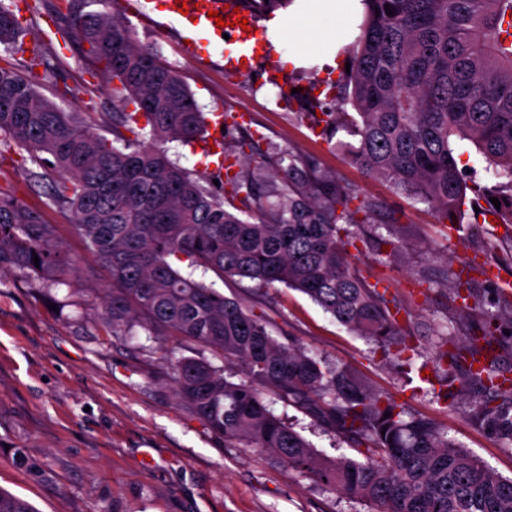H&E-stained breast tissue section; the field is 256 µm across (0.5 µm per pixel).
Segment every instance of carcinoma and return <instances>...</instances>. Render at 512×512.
<instances>
[{
  "label": "carcinoma",
  "mask_w": 512,
  "mask_h": 512,
  "mask_svg": "<svg viewBox=\"0 0 512 512\" xmlns=\"http://www.w3.org/2000/svg\"><path fill=\"white\" fill-rule=\"evenodd\" d=\"M65 41L78 38L112 85L120 111L103 119L63 112L23 78L11 59L25 52L26 31L0 2V135L28 153L45 179L57 171L49 199L72 215V232L111 279L99 297L107 337L128 336L133 322L189 338L241 369L233 382L204 358L169 361L176 395L209 429L245 448L268 450L288 468L363 499L374 512H512V479L460 449L448 433L347 368L331 367L301 347L277 341L269 322L235 298L175 269L172 258L219 277L282 284L307 295L349 331L412 369L416 347L400 326L401 307L353 263L348 246L377 255L408 247L367 233L357 214L382 208L312 161L279 169L284 187L269 202L255 172L192 173L163 144L206 138V122L179 72L106 10L110 0H64ZM362 35L348 52V102L354 110L347 157L414 201L428 204L448 230L460 229L467 196L459 142L493 167L486 197L502 224H512V0H365ZM97 4L103 11H90ZM392 9L393 15L386 14ZM134 110L127 111L128 106ZM112 133L107 137L106 133ZM132 137H127V134ZM220 187H230L219 195ZM238 201L224 207V196ZM39 264H34L33 256ZM17 268L37 289L68 284L74 269L57 225L0 192V284ZM464 270L448 269L440 286L482 306ZM472 328L488 356H476L438 329L436 367L445 396L469 398L473 419L512 447V372L497 348L512 342V292L499 290L495 310ZM266 391L307 412L354 452L325 459L264 402ZM388 418H383V415ZM0 512H35L0 490Z\"/></svg>",
  "instance_id": "1"
}]
</instances>
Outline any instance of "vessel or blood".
Here are the masks:
<instances>
[{"instance_id":"1","label":"vessel or blood","mask_w":512,"mask_h":512,"mask_svg":"<svg viewBox=\"0 0 512 512\" xmlns=\"http://www.w3.org/2000/svg\"><path fill=\"white\" fill-rule=\"evenodd\" d=\"M190 9L181 13L177 0H126L130 11L137 15L154 14L159 33L165 34L175 30L183 34L186 43L183 50L187 57L196 64L206 67L211 65L214 54H221L226 70L242 72L248 70L252 60L262 49L266 39L259 29L256 14L248 0H187ZM218 12L223 19H230L232 14H239L246 19V26H234L230 31L217 27L209 19V12ZM233 36L234 47L227 50L222 46L224 34Z\"/></svg>"}]
</instances>
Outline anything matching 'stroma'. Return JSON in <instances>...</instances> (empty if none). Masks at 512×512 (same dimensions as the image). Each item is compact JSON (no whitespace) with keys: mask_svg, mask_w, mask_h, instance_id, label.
Listing matches in <instances>:
<instances>
[{"mask_svg":"<svg viewBox=\"0 0 512 512\" xmlns=\"http://www.w3.org/2000/svg\"><path fill=\"white\" fill-rule=\"evenodd\" d=\"M28 41L41 44L47 66L19 64L24 77H38L41 91L62 111H113L112 87L101 83L78 41H63V0H24ZM141 45L158 49L193 92L204 116L221 111L236 123L224 138L227 149L249 138L274 174L284 151L314 159L327 173L351 183L360 199L382 201L376 224L397 221L399 234L413 244L406 258L380 264L362 248L354 262L387 287L409 316L420 355L412 371L389 360L370 339L356 335L304 294L277 286L217 279L204 274L219 292L265 316L279 341L291 340L326 363L345 367L373 389L392 394L415 414L431 417L449 439L512 478V449L470 417L465 399L442 398L433 390L434 329L443 323L465 326L449 295L436 282L446 265L461 267L474 256L471 240L452 237L435 212L396 194L386 181L348 162L335 141H327L323 113L343 112L346 56L337 66L294 67L293 47L259 54L251 70L229 74L186 57L178 33H157L142 17H128ZM23 150L0 137V192L38 209L54 224L76 263L72 287L55 288L48 305L22 271H6L0 285V489L28 500L35 512H370L369 505L312 478L289 470L270 453L225 442L176 397L169 359L203 357L212 351L162 336L137 325L131 335L105 340L96 300L108 276L73 235L68 212L51 206L48 186L36 181ZM273 413L291 424L322 456L347 453L348 445L324 430L303 410L265 394ZM39 463L32 476L17 456Z\"/></svg>","mask_w":512,"mask_h":512,"instance_id":"35a3bbf8","label":"stroma"}]
</instances>
